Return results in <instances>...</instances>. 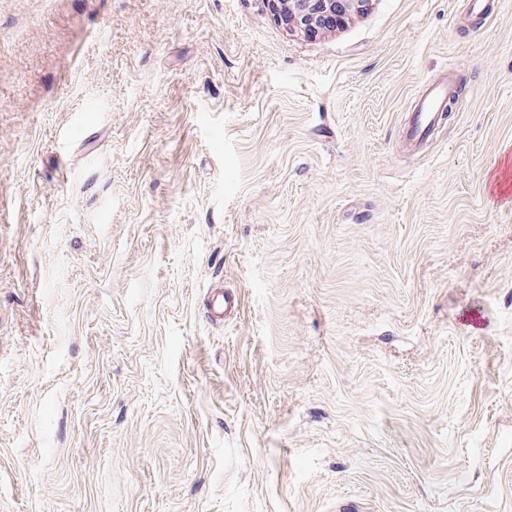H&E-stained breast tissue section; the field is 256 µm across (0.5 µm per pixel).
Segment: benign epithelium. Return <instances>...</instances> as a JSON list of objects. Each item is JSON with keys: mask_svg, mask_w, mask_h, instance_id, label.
Returning a JSON list of instances; mask_svg holds the SVG:
<instances>
[{"mask_svg": "<svg viewBox=\"0 0 512 512\" xmlns=\"http://www.w3.org/2000/svg\"><path fill=\"white\" fill-rule=\"evenodd\" d=\"M371 0H265L269 11L288 30L315 36L334 30L356 14L364 13Z\"/></svg>", "mask_w": 512, "mask_h": 512, "instance_id": "benign-epithelium-1", "label": "benign epithelium"}]
</instances>
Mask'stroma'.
I'll return each instance as SVG.
<instances>
[{"label": "stroma", "mask_w": 512, "mask_h": 512, "mask_svg": "<svg viewBox=\"0 0 512 512\" xmlns=\"http://www.w3.org/2000/svg\"><path fill=\"white\" fill-rule=\"evenodd\" d=\"M486 3L306 37L263 0H0V512H512ZM453 78L454 73L447 72L426 86L403 130L404 140L408 144L417 146L427 141L438 127L440 116L448 106ZM238 304L236 295L213 290L207 298V317L211 323H221L237 309Z\"/></svg>", "instance_id": "35a3bbf8"}]
</instances>
